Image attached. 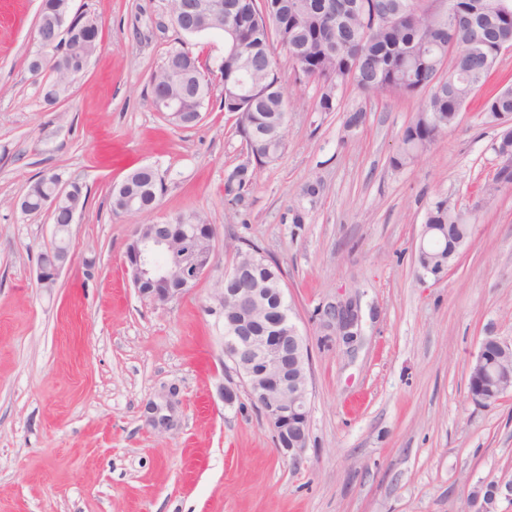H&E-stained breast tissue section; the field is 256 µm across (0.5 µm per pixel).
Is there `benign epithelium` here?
I'll use <instances>...</instances> for the list:
<instances>
[{
  "mask_svg": "<svg viewBox=\"0 0 512 512\" xmlns=\"http://www.w3.org/2000/svg\"><path fill=\"white\" fill-rule=\"evenodd\" d=\"M67 30H58L49 38H37L38 50L35 57L41 62H61L56 46ZM243 64L235 76L238 95L252 90L250 68L252 60L242 53ZM155 111L173 118L181 110V100L162 92L151 97ZM207 230L208 242L214 240L211 224H195L193 218L181 225L180 232L171 234L166 224H139L136 226L126 251V264L138 294L154 305H166L191 290L209 268L213 248H208L202 258L194 251V243L201 230ZM67 226L53 225L50 243L38 259L37 282L47 290L53 288L60 272L72 262L69 245L65 244ZM446 242L438 236L423 230L415 250L428 252L444 250ZM239 297L240 305L249 307L267 316L276 311V317L269 322L253 317H224V356L232 363L236 373L243 380L249 395L260 409L266 422L272 428L278 451L292 459L305 452L309 432V357L295 324L287 309L283 307L285 288L275 289V304L268 298H259L243 292L241 288L229 291L219 290L217 299L224 300V294ZM333 314L340 336L352 340L358 336L360 317L357 306L351 302L340 303L327 308ZM495 349H489L482 342L475 363L479 375L470 379V391L487 386L500 392L512 391V373H505L495 350L512 351V342L494 339ZM179 390L176 385L163 386L144 406L145 425L157 433H169L179 427ZM474 501L488 508L495 501L499 484L490 482L478 487Z\"/></svg>",
  "mask_w": 512,
  "mask_h": 512,
  "instance_id": "obj_1",
  "label": "benign epithelium"
}]
</instances>
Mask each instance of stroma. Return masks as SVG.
Returning <instances> with one entry per match:
<instances>
[{
    "instance_id": "35a3bbf8",
    "label": "stroma",
    "mask_w": 512,
    "mask_h": 512,
    "mask_svg": "<svg viewBox=\"0 0 512 512\" xmlns=\"http://www.w3.org/2000/svg\"><path fill=\"white\" fill-rule=\"evenodd\" d=\"M40 7L0 0V512H473L471 490L491 481L494 512H512V393L488 405L469 397L482 341H512V187L490 205L481 192L499 164L481 104L512 85V50L400 170L389 159L421 98L348 86L339 111L321 112L316 85L276 50L291 104L284 147L232 204L224 181L250 155L235 114L219 108L221 81L189 129L153 110L149 86L181 46L218 66L223 34L184 35L168 0H70L71 15L97 21L99 44L50 105L45 76L28 70ZM360 107L364 123L347 127ZM144 165L164 182L155 209L113 213L112 185ZM49 172L78 182L86 202L73 263L47 292L36 271L52 224L18 201ZM310 183L321 187L313 199ZM439 199L476 227L437 281L422 277L414 247ZM189 213L215 227L212 263L181 298L151 304L125 265L134 228ZM244 243L279 264L308 348L309 441L296 461L224 356L216 294ZM347 298L361 315L350 344L325 316ZM171 383L180 426L159 435L142 407Z\"/></svg>"
}]
</instances>
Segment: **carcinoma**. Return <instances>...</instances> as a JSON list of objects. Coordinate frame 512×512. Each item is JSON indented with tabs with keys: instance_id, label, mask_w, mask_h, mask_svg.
<instances>
[{
	"instance_id": "obj_1",
	"label": "carcinoma",
	"mask_w": 512,
	"mask_h": 512,
	"mask_svg": "<svg viewBox=\"0 0 512 512\" xmlns=\"http://www.w3.org/2000/svg\"><path fill=\"white\" fill-rule=\"evenodd\" d=\"M234 22L239 40L256 63L249 98L229 109L238 113L234 133L258 135L253 156L257 166L275 160L283 148L288 104L280 85L274 45L286 51L299 80L315 83L321 112H334L338 91L354 84L368 95L398 94L423 97V104L403 129L400 146L389 159L394 169L412 165L419 154L457 121L475 90L494 68L501 53L512 48V12L501 0H450L448 12L436 15L426 0H233ZM66 0H42L41 28L51 31L65 24ZM95 20L81 26L73 37L78 50L56 68L55 78L43 87L49 103L65 96L70 78L88 67L98 46ZM454 71L455 81L437 89V71ZM203 62L194 54L166 60L151 76L158 91L178 87L182 115L178 126L191 128L211 99V86L195 81ZM483 111L493 121L500 112L512 113V87L486 98ZM252 162L233 169L224 183V193L239 202L252 184ZM163 190L158 171L141 166L112 187V211H123V197L136 196L137 212H151ZM444 200L431 203L424 223L452 224ZM245 263L255 266L253 275L240 284L265 293L281 279L279 265L261 249L248 244L240 249Z\"/></svg>"
}]
</instances>
